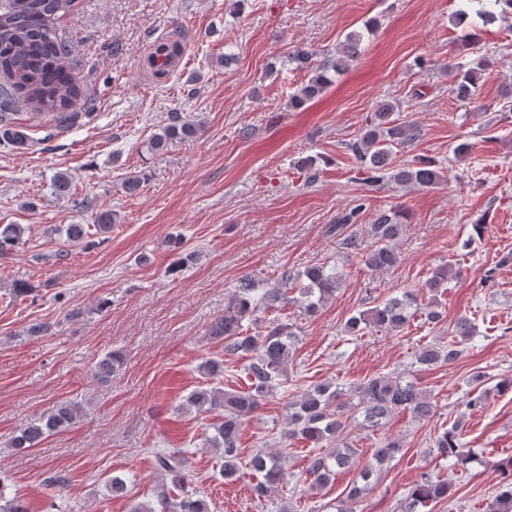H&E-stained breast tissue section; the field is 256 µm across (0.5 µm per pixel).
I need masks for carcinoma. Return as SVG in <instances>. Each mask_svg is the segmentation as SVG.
<instances>
[{"instance_id":"cac0c4a2","label":"carcinoma","mask_w":512,"mask_h":512,"mask_svg":"<svg viewBox=\"0 0 512 512\" xmlns=\"http://www.w3.org/2000/svg\"><path fill=\"white\" fill-rule=\"evenodd\" d=\"M461 2L463 8L457 13L460 19L472 13L484 25L497 20H512V0ZM71 3L72 0H0V71L11 78V83L0 84V138L5 142H12L13 110L21 100L38 114L52 115L63 128L74 126L79 118V113L72 111V107L82 97V87L65 65L72 48L55 26V19L68 11ZM360 39V34L349 33L336 59L325 64L309 79L295 96L294 104L301 106L321 95L331 83L329 71L345 68V64L355 57ZM181 53L179 40L160 42L147 58V67L156 78L163 79L168 75V66ZM454 80L456 92L469 95L474 87L473 69L457 65ZM195 133V127L189 123L172 125L153 138L150 148L159 150L169 139L191 137ZM417 137V128L401 118L399 106L385 101L374 112L371 125L359 139L348 144V148L364 164L367 180L371 182L386 178L402 186L432 187L441 180L436 161L420 158L408 164L391 165L394 150ZM364 209L366 203H357L334 225L336 235L340 236L339 247L346 256L360 258L365 268L371 271L390 269L399 262L396 243L403 233L404 224L395 212L376 213L370 224L373 243L367 247L363 239L354 233L342 235V229L356 223ZM21 231L18 224H1L0 252L13 247ZM453 276L452 265L439 266L432 270L424 287L436 291ZM345 281V271L336 267L318 264L309 265L301 271L284 269L279 275V287L268 288L260 295L253 282L240 287L224 303V315L210 325L209 336L224 340V356L248 360L245 387L225 390L208 384L196 388L187 398V404L199 413L219 411V420L213 424L214 435L207 439V444L219 453L220 472L224 478L232 479L240 472V434L244 420L273 396L279 385L285 383L295 336L293 324L278 317L262 331L254 332L250 325L256 323L258 313L275 307L283 300H290L303 312L314 314L335 297ZM296 284L299 285L297 296L288 297V292ZM416 305L414 292L404 291L350 316L345 323V331L357 336L370 328H401L410 321V310ZM475 333L476 326L472 320L467 316L459 317L448 345H426L419 352L417 363L430 366L456 361L464 352L463 346L471 342ZM121 363V355L109 354L96 363V374L99 379L108 381ZM288 409V436L307 441L316 448L339 437L345 428V418L352 410L360 413L363 424L368 428L383 426L399 410L408 411L418 418H427L433 413L430 397L415 382L381 373L349 390L331 383L317 384L288 402ZM77 417L75 405L62 403L44 423L20 430L11 447L32 448L45 435L70 427ZM460 435L459 426L455 425L435 439L437 455L451 466L463 464L471 456V449L461 442ZM399 448L398 442L385 440L374 450L373 459L380 465L391 459ZM154 461L158 470L171 476L174 487L183 489V494L173 500L167 488L163 487L155 493L152 503H140L133 512H209L203 496L186 490L189 475L182 449L157 450ZM356 462L353 449L328 448L310 456L306 472L313 484L323 486ZM250 465L260 476V483L255 486L260 495L274 490L286 478L283 462L274 454L257 450ZM492 467L500 476L499 493L487 506V512H512V457L500 460ZM373 475V465L361 468L363 484L352 490L350 499H358L372 490ZM450 496L448 482L438 475L424 474L409 490L402 512H418L419 508Z\"/></svg>"}]
</instances>
